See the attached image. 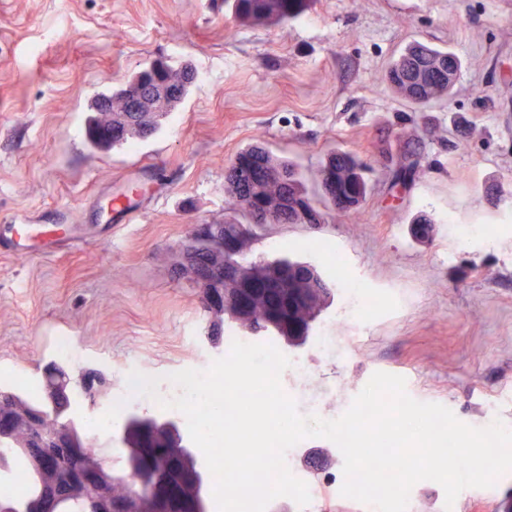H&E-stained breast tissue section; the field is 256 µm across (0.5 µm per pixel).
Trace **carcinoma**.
Segmentation results:
<instances>
[{
	"label": "carcinoma",
	"instance_id": "1",
	"mask_svg": "<svg viewBox=\"0 0 512 512\" xmlns=\"http://www.w3.org/2000/svg\"><path fill=\"white\" fill-rule=\"evenodd\" d=\"M301 0H235L236 18L255 25L280 22L296 11ZM460 59L452 52L414 42L408 45L394 60L387 72L390 87L406 102L418 107H429L453 94L461 69ZM173 86L185 98L194 78L188 77V69H173L166 61H152V68L139 71L123 86L112 92V100L121 102L133 87L135 80ZM169 111L151 112L141 121H131L123 112L112 113V136L106 137L96 130L98 122L89 120L85 135L91 146L97 149L123 148L132 140L153 135ZM365 166L354 156L342 151H332L319 169V180L314 193H307L297 164L276 156L263 143L257 142L241 151L224 168V192L228 196L232 211L237 215L216 225L211 240H197L191 247L193 257L183 264L177 274L190 279L200 270L211 277L219 278L222 272L209 267L206 260L214 244V238L238 230V224H301L303 218L299 207L311 204L332 206L338 213L352 215L358 211L368 192L364 177ZM263 235L249 234L242 241L238 255L228 264L235 267L242 283L251 288L269 286L276 289L283 309L285 322L281 323L279 335L306 336L328 297L329 283L307 262L288 259L268 260L254 252V246ZM244 332L259 336L270 331L263 302L254 305L243 320L237 318L231 307L224 309V318L209 320L208 330L220 338L225 330ZM75 378L68 370L57 367L40 385L34 396L0 389V408H18L38 412L44 416L45 430L51 432L64 419L65 404L46 400L48 389L59 383L71 384ZM14 475L20 477L25 486L23 502L38 491L34 475L27 460L23 459Z\"/></svg>",
	"mask_w": 512,
	"mask_h": 512
}]
</instances>
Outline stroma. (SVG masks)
Masks as SVG:
<instances>
[{"mask_svg": "<svg viewBox=\"0 0 512 512\" xmlns=\"http://www.w3.org/2000/svg\"><path fill=\"white\" fill-rule=\"evenodd\" d=\"M414 40L462 63L454 94L427 109L385 80ZM159 57L195 69L188 95L153 136L92 149L95 94ZM259 141L310 188L332 150L371 168L358 213L278 224L258 245L371 303L335 296L295 348L311 371L281 384L299 411L338 418L381 371L463 423L512 428V0H303L275 25L240 23L225 0H0V385L36 391L63 336L109 381L100 403L72 407L82 431L96 414L117 429L134 412L183 421L127 376L159 377L163 393V376L213 360L174 251L192 225L223 223L224 167ZM407 152L421 164L391 188ZM286 456L312 484L343 469L325 438Z\"/></svg>", "mask_w": 512, "mask_h": 512, "instance_id": "35a3bbf8", "label": "stroma"}]
</instances>
